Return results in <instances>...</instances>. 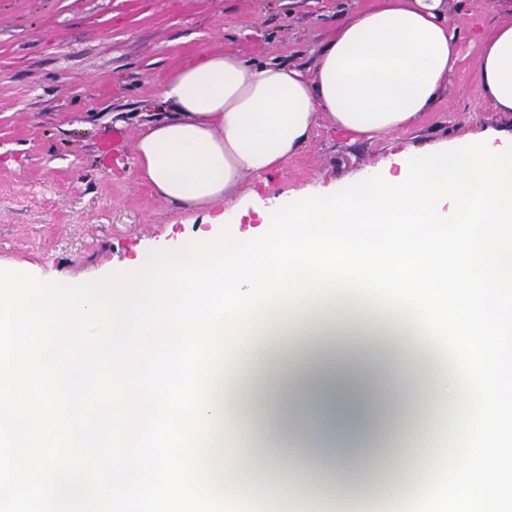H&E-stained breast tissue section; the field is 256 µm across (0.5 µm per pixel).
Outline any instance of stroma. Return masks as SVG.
Here are the masks:
<instances>
[{
	"mask_svg": "<svg viewBox=\"0 0 512 512\" xmlns=\"http://www.w3.org/2000/svg\"><path fill=\"white\" fill-rule=\"evenodd\" d=\"M337 0H0V265L44 282L81 284L126 265L223 232L258 229L256 198L328 192L338 180L395 156L480 136L502 123L477 81L473 42L484 24L505 21L493 0H456L452 22L462 59L452 82L417 126L382 139L349 142L321 119L309 146L279 170L247 178L235 207L182 213L136 174L134 143L156 110L163 79L203 52L311 67L336 19ZM410 383L396 398L402 427L420 431L418 453L400 470L425 473L451 408L435 392L446 366L406 356ZM303 461L282 457L269 470L232 460L233 482L270 504L281 501ZM351 512H382L386 486L342 484Z\"/></svg>",
	"mask_w": 512,
	"mask_h": 512,
	"instance_id": "obj_1",
	"label": "stroma"
}]
</instances>
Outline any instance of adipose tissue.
Segmentation results:
<instances>
[{"label": "adipose tissue", "instance_id": "ef3b65f1", "mask_svg": "<svg viewBox=\"0 0 512 512\" xmlns=\"http://www.w3.org/2000/svg\"><path fill=\"white\" fill-rule=\"evenodd\" d=\"M478 81L489 105L512 117V23L478 40ZM461 59L447 0H373L340 12L319 45L312 72L252 65L212 50L172 73L162 110L134 145L137 171L158 197L182 212L230 203L242 181L281 166L305 149L321 118L351 141L373 140L417 124L447 88ZM355 300H332L281 317L277 341L251 360L252 405L267 420L270 448L328 447L341 474L354 460L319 425H301L298 400L318 411L343 386L362 395L383 427L393 416L383 390L401 367L411 324L386 319L378 339L327 348L331 318L349 317ZM312 343L290 357L295 337Z\"/></svg>", "mask_w": 512, "mask_h": 512}]
</instances>
